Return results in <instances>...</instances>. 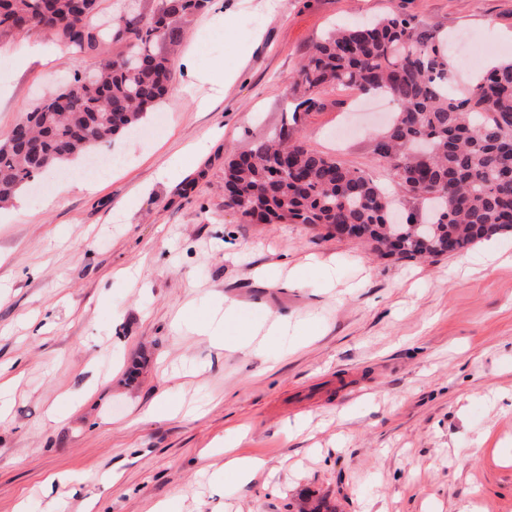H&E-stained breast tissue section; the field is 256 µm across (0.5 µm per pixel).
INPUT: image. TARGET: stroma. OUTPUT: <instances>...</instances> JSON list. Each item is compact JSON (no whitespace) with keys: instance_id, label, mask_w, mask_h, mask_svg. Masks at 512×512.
I'll use <instances>...</instances> for the list:
<instances>
[{"instance_id":"stroma-1","label":"stroma","mask_w":512,"mask_h":512,"mask_svg":"<svg viewBox=\"0 0 512 512\" xmlns=\"http://www.w3.org/2000/svg\"><path fill=\"white\" fill-rule=\"evenodd\" d=\"M393 12L466 38L455 89L512 58V0H212L178 47L194 97L163 99L160 132L99 146L94 192L80 160L0 208V366L17 378L0 512H512V236L493 259L377 260L224 206L226 162L280 127L311 46ZM112 51L0 33V138ZM322 101L307 143L389 184L368 119L387 98ZM229 304L227 336L278 314L287 335L224 348L205 329ZM228 446L263 461L253 480L214 484Z\"/></svg>"}]
</instances>
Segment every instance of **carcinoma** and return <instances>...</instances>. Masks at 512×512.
Segmentation results:
<instances>
[{
    "instance_id": "cac0c4a2",
    "label": "carcinoma",
    "mask_w": 512,
    "mask_h": 512,
    "mask_svg": "<svg viewBox=\"0 0 512 512\" xmlns=\"http://www.w3.org/2000/svg\"><path fill=\"white\" fill-rule=\"evenodd\" d=\"M89 26L97 0H0V31H53L81 47L105 36L121 50L27 113V130L0 141V205L42 173L88 155L143 122L175 78V47L211 0H154ZM454 62L440 33L389 14L340 27L309 51L291 78L307 98L275 136L230 159L224 206L255 224H304L330 236L347 225L381 258H439L512 232V59L450 92ZM345 87L396 103L373 154L395 193L364 171L311 148L301 136L320 93Z\"/></svg>"
}]
</instances>
